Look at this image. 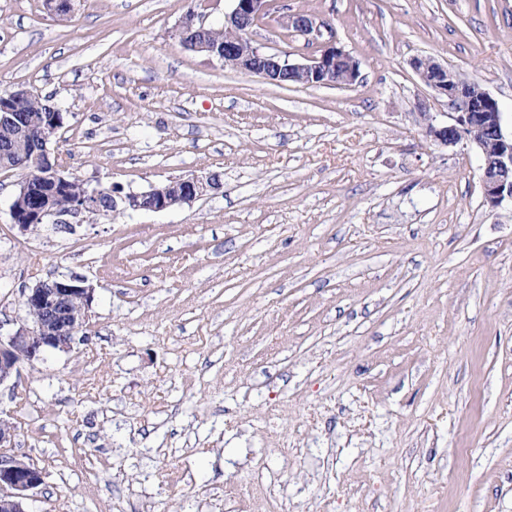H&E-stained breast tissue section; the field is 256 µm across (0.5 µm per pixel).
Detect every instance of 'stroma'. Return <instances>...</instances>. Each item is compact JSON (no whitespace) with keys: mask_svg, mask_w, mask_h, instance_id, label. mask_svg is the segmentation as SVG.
Instances as JSON below:
<instances>
[{"mask_svg":"<svg viewBox=\"0 0 512 512\" xmlns=\"http://www.w3.org/2000/svg\"><path fill=\"white\" fill-rule=\"evenodd\" d=\"M0 0V89L51 98L65 172L162 212L21 233L0 172V324L50 276L93 290L67 353L23 364L0 409L44 475L28 512H512V209L474 149L427 138L448 109L427 56L512 127V0H272L252 31L301 60L283 12L332 25L353 87L278 86L184 49L188 4Z\"/></svg>","mask_w":512,"mask_h":512,"instance_id":"obj_1","label":"stroma"}]
</instances>
